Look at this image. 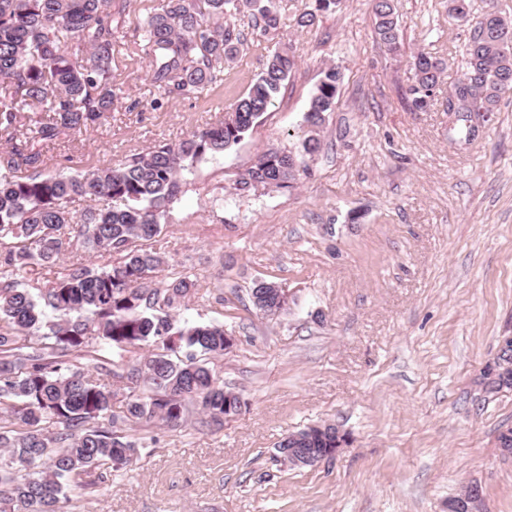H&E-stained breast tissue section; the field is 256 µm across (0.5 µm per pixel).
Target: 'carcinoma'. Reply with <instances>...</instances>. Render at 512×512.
Listing matches in <instances>:
<instances>
[{
	"label": "carcinoma",
	"instance_id": "obj_1",
	"mask_svg": "<svg viewBox=\"0 0 512 512\" xmlns=\"http://www.w3.org/2000/svg\"><path fill=\"white\" fill-rule=\"evenodd\" d=\"M341 0H315L294 18L310 28ZM373 34L392 52L402 45L393 0H371ZM252 18L264 39L283 25L277 0H166L144 27L150 79L161 97L195 94L217 81L246 42L234 19ZM448 14L470 24L461 75L448 86L456 104L454 129L476 136L472 113L498 111L512 93V20L474 0H448ZM73 36L85 47L77 59L64 49ZM112 0H0V136H14L30 112L34 137L52 141L86 130L118 97L112 71ZM295 56L267 50L258 77L223 122L175 144L162 143L125 161L75 174L44 175L33 145L0 156V250L15 271L50 268L65 246L79 242L115 263L90 267L76 258L61 276L32 288L0 280V512H62L69 493L91 494L114 468L132 464L138 448L126 426L169 428L200 413L224 424V384L205 357L224 355V327L176 323L172 311L196 293L187 274L158 288L149 282L164 258L149 241L161 232L169 205L182 191V173L196 161L238 144L274 106ZM404 97L428 112L441 91L444 59L419 52ZM340 71L331 66L307 110L312 127L303 153L321 146L324 116L336 108ZM299 156L267 151L240 178L242 190L290 188ZM90 205L76 216L69 205ZM152 351L125 374L103 359L129 347ZM95 363L93 377L84 363ZM142 384L121 414L111 411L114 386Z\"/></svg>",
	"mask_w": 512,
	"mask_h": 512
}]
</instances>
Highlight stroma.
<instances>
[{
    "mask_svg": "<svg viewBox=\"0 0 512 512\" xmlns=\"http://www.w3.org/2000/svg\"><path fill=\"white\" fill-rule=\"evenodd\" d=\"M165 0H112L111 80L123 92L101 123L42 145V172L118 163L223 120L263 68L248 41L220 80L187 97L158 98L144 53L145 20ZM399 53L372 34L370 0H343L310 29L293 18L313 0H279L276 45L298 66L275 105L238 144L183 175L182 193L152 242L197 294L177 321L224 327L235 341L211 365L241 399L215 426L134 425L132 467L64 512H448L460 489L482 490L483 512H512V389L476 387L512 336V95L480 116L475 139H454L442 106L410 111L414 53L461 74L470 27L446 0H394ZM342 73L336 109L294 187L240 191L269 150L297 154L306 111L327 67ZM272 280L288 293L274 317L249 293ZM331 423L345 434L335 458L292 468L277 446Z\"/></svg>",
    "mask_w": 512,
    "mask_h": 512,
    "instance_id": "stroma-1",
    "label": "stroma"
}]
</instances>
